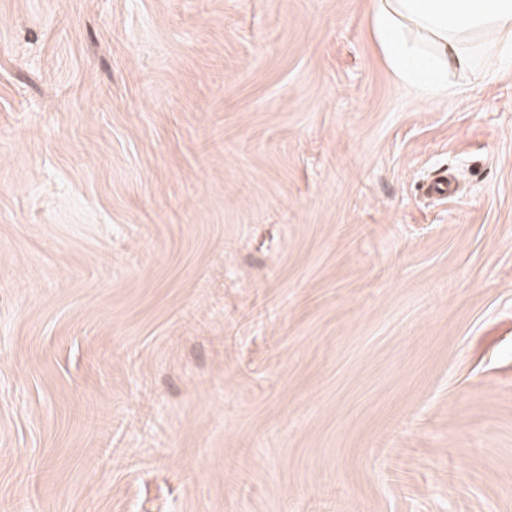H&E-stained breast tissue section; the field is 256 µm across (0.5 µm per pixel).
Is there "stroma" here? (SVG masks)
Wrapping results in <instances>:
<instances>
[{
  "label": "stroma",
  "mask_w": 512,
  "mask_h": 512,
  "mask_svg": "<svg viewBox=\"0 0 512 512\" xmlns=\"http://www.w3.org/2000/svg\"><path fill=\"white\" fill-rule=\"evenodd\" d=\"M376 5L0 0V512H512V46ZM404 27L428 37L434 51L424 58L405 36ZM373 34L389 67L403 80H411L421 92H448V83L426 80L448 66H463L468 60L459 50L463 38L491 31L499 41L512 45V0H381L372 18ZM413 79L416 81H413Z\"/></svg>",
  "instance_id": "stroma-1"
}]
</instances>
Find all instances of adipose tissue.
I'll use <instances>...</instances> for the list:
<instances>
[{"instance_id": "ef3b65f1", "label": "adipose tissue", "mask_w": 512, "mask_h": 512, "mask_svg": "<svg viewBox=\"0 0 512 512\" xmlns=\"http://www.w3.org/2000/svg\"><path fill=\"white\" fill-rule=\"evenodd\" d=\"M373 34L389 67L418 90L447 92L434 75L466 62L463 38L489 31L512 42V0H381Z\"/></svg>"}]
</instances>
